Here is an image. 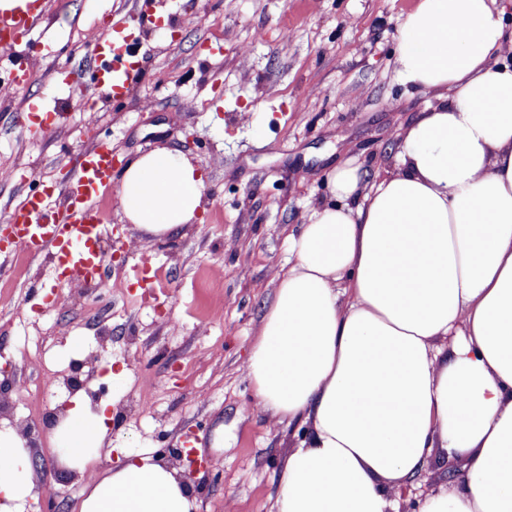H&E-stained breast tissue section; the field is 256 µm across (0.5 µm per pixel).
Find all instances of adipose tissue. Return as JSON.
Here are the masks:
<instances>
[{
	"instance_id": "ef3b65f1",
	"label": "adipose tissue",
	"mask_w": 512,
	"mask_h": 512,
	"mask_svg": "<svg viewBox=\"0 0 512 512\" xmlns=\"http://www.w3.org/2000/svg\"><path fill=\"white\" fill-rule=\"evenodd\" d=\"M512 0H419L400 22L402 81L435 102L398 133L397 165L367 180L346 160L334 205L288 237L290 259L253 341L248 377L277 425L307 424L279 470L276 512H397L393 487L433 448L463 475L419 512H512ZM206 189L166 147L117 190L140 240L182 234ZM106 406L76 394L48 433L86 475L80 512H195L175 468L141 452L107 475ZM27 441L0 427V512L34 499Z\"/></svg>"
}]
</instances>
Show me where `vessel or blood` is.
I'll use <instances>...</instances> for the list:
<instances>
[{
    "mask_svg": "<svg viewBox=\"0 0 512 512\" xmlns=\"http://www.w3.org/2000/svg\"><path fill=\"white\" fill-rule=\"evenodd\" d=\"M44 3L45 0H29L26 8L0 14L1 49L8 48L35 25ZM95 49L113 93L127 91L129 73L122 60L133 49L128 22L112 21L96 39ZM117 165L108 142L82 153L67 182L62 204L52 208L45 196L34 195L22 207L9 212L6 223L13 248L32 257L50 256L66 282L104 281L109 263L101 244L108 227L98 199L112 188Z\"/></svg>",
    "mask_w": 512,
    "mask_h": 512,
    "instance_id": "vessel-or-blood-1",
    "label": "vessel or blood"
}]
</instances>
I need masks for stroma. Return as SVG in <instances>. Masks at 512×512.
Here are the masks:
<instances>
[{"mask_svg":"<svg viewBox=\"0 0 512 512\" xmlns=\"http://www.w3.org/2000/svg\"><path fill=\"white\" fill-rule=\"evenodd\" d=\"M417 0H48L42 20L0 55V235L28 196L61 191L81 152L110 142L121 162L176 149L206 173L199 224L134 250L119 199L101 206L117 245L95 293L57 279L49 256L0 254V369L14 375L6 417L40 434L34 481L52 512H78L80 473L54 454L44 426L73 395L112 402L114 451L179 448L206 461L192 481L199 512H274L278 471L299 443L257 406L246 365L287 236L332 203L329 174L351 159L375 174L396 163V135L433 103L395 66L398 25ZM136 40L130 89L113 96L94 66L112 16ZM79 76L80 92L64 85ZM56 112L31 124L34 104ZM127 376L113 384L112 370ZM54 373L56 387L43 385ZM434 449L422 476L395 489L399 512L445 485Z\"/></svg>","mask_w":512,"mask_h":512,"instance_id":"stroma-1","label":"stroma"}]
</instances>
